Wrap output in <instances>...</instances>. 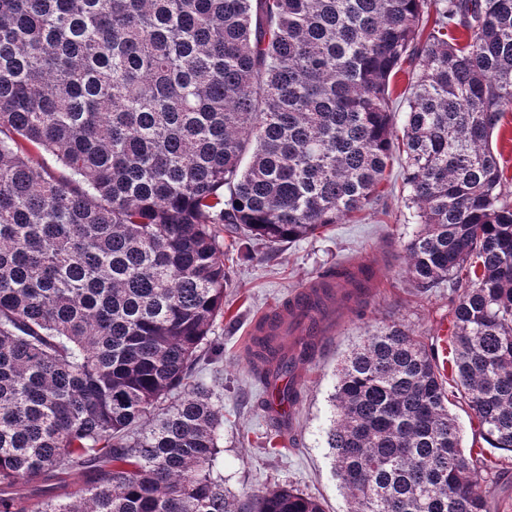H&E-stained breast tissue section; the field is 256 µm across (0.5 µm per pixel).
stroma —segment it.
Wrapping results in <instances>:
<instances>
[{
	"label": "stroma",
	"instance_id": "stroma-1",
	"mask_svg": "<svg viewBox=\"0 0 512 512\" xmlns=\"http://www.w3.org/2000/svg\"><path fill=\"white\" fill-rule=\"evenodd\" d=\"M383 188L375 208L324 234L273 249L256 240L225 247L231 282L224 315L211 331L223 342L224 357L218 370H205L204 377L212 379L218 372L224 379L220 471L228 493L239 496L288 485L318 499L325 512H347L348 499L326 445L331 396L344 359L382 327L396 323L420 336L447 376V389H454L448 365L451 291L444 284L421 291L406 273L405 247L420 226L402 183L400 160H393ZM363 261L376 266L380 286L362 306L337 312L334 331L301 369V400L292 424L284 436H276L264 409L265 396L247 362L249 328L329 266Z\"/></svg>",
	"mask_w": 512,
	"mask_h": 512
}]
</instances>
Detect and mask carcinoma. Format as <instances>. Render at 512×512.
I'll use <instances>...</instances> for the list:
<instances>
[{
  "instance_id": "obj_1",
  "label": "carcinoma",
  "mask_w": 512,
  "mask_h": 512,
  "mask_svg": "<svg viewBox=\"0 0 512 512\" xmlns=\"http://www.w3.org/2000/svg\"><path fill=\"white\" fill-rule=\"evenodd\" d=\"M508 112L512 0H0V512H324L229 495L221 393L183 385L224 356L221 232L340 224L397 152L407 272L462 289L454 381L512 452ZM253 356L265 380L288 351ZM448 402L404 327L351 352L326 431L348 512H499ZM492 147L501 164L503 163L508 177L512 176V112L506 114L499 129L495 131Z\"/></svg>"
}]
</instances>
